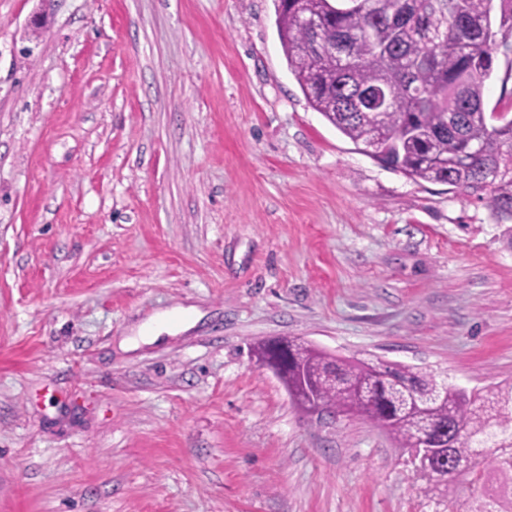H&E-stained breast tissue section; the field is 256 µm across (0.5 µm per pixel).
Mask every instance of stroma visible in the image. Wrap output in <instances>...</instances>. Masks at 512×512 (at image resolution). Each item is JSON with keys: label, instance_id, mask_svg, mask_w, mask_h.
<instances>
[{"label": "stroma", "instance_id": "35a3bbf8", "mask_svg": "<svg viewBox=\"0 0 512 512\" xmlns=\"http://www.w3.org/2000/svg\"><path fill=\"white\" fill-rule=\"evenodd\" d=\"M277 338L512 382V213L329 124L273 0H0V512H435L257 365ZM175 326L174 315L170 312L162 313L156 316L152 321L143 329L140 340L143 342H155L164 332H168Z\"/></svg>", "mask_w": 512, "mask_h": 512}]
</instances>
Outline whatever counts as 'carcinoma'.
Wrapping results in <instances>:
<instances>
[{
    "label": "carcinoma",
    "mask_w": 512,
    "mask_h": 512,
    "mask_svg": "<svg viewBox=\"0 0 512 512\" xmlns=\"http://www.w3.org/2000/svg\"><path fill=\"white\" fill-rule=\"evenodd\" d=\"M288 69L311 106L356 145L378 139L384 167L488 196L512 211V122L484 107L497 36H512V0H274ZM303 377L324 408L366 420L401 448L450 426L448 455L476 483L512 471V384L443 387L418 367L333 357L300 346ZM423 492L448 512L454 477L436 456L417 471ZM472 512H512V482L486 486Z\"/></svg>",
    "instance_id": "obj_1"
}]
</instances>
